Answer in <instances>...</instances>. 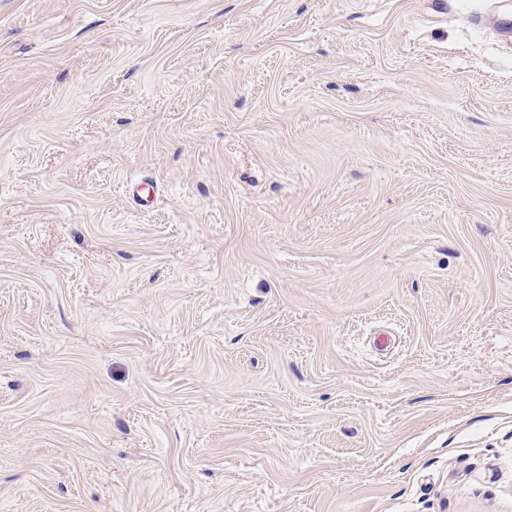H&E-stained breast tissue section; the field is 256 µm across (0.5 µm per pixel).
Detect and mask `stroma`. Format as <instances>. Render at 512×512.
<instances>
[{
  "instance_id": "stroma-1",
  "label": "stroma",
  "mask_w": 512,
  "mask_h": 512,
  "mask_svg": "<svg viewBox=\"0 0 512 512\" xmlns=\"http://www.w3.org/2000/svg\"><path fill=\"white\" fill-rule=\"evenodd\" d=\"M512 0H0V512H512Z\"/></svg>"
}]
</instances>
